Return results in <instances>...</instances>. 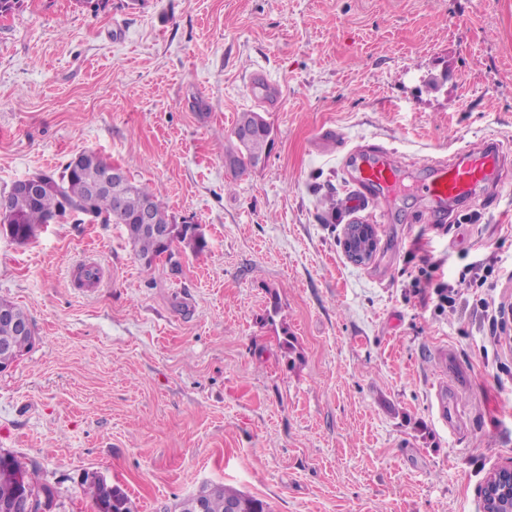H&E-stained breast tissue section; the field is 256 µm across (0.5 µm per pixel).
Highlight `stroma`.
Wrapping results in <instances>:
<instances>
[{
  "label": "stroma",
  "instance_id": "stroma-1",
  "mask_svg": "<svg viewBox=\"0 0 512 512\" xmlns=\"http://www.w3.org/2000/svg\"><path fill=\"white\" fill-rule=\"evenodd\" d=\"M243 112L273 143L241 173L226 153ZM489 137L512 152V0H23L0 16V192L95 151L206 248L148 267L122 225L72 218L0 237V298L36 329L0 372V452L55 512H91L88 470L137 512L204 484L272 512H483L512 460V345L486 313L512 302V178L450 213L411 193L355 212L343 159L376 146L419 178ZM352 223L375 226L369 263L340 244ZM88 262L100 287H74ZM425 269L433 286L414 287ZM467 269L488 286L439 306L435 283ZM448 349L471 377L447 396L453 431Z\"/></svg>",
  "mask_w": 512,
  "mask_h": 512
}]
</instances>
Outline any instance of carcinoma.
Here are the masks:
<instances>
[{
	"instance_id": "cac0c4a2",
	"label": "carcinoma",
	"mask_w": 512,
	"mask_h": 512,
	"mask_svg": "<svg viewBox=\"0 0 512 512\" xmlns=\"http://www.w3.org/2000/svg\"><path fill=\"white\" fill-rule=\"evenodd\" d=\"M232 136L236 143L227 153L231 166L246 170L264 163L273 138L270 123L260 113H241ZM110 169L112 162L93 152L91 160L83 167L66 164L62 172L52 177L45 189L35 197L8 194L5 205L0 207V227L13 239L26 244L36 237L39 229L49 223L51 218L61 221L70 216L82 215L92 222L122 224L127 230L134 254L148 267L163 255L173 257L175 246L194 255L205 250L206 240L200 225L177 223L160 195L146 184L127 179L128 187L119 208L115 206L110 190L89 197V186L100 181L101 175ZM146 202L151 205L154 224L162 227L175 225L176 234L169 240L164 241L151 232L142 231L136 223L137 215ZM33 343L30 337L22 336L14 329L0 324V345L11 344L24 354ZM9 468L26 472V487L22 488L12 480L7 473ZM81 486L92 504L109 496L112 498L111 512H130L128 505L132 499L120 486H113L110 492L94 481L85 480ZM26 489L31 492L40 490L34 473L27 472L24 463L14 456L8 462L0 460V505L15 503ZM198 492L207 501V512H227V506L231 503L239 506V512H272L270 504L265 500L227 485H203Z\"/></svg>"
}]
</instances>
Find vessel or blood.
<instances>
[{"mask_svg":"<svg viewBox=\"0 0 512 512\" xmlns=\"http://www.w3.org/2000/svg\"><path fill=\"white\" fill-rule=\"evenodd\" d=\"M347 160L353 167L354 190L346 204L354 210L368 206L375 194L389 195L399 184L401 169L384 152L349 151ZM512 160L500 142L486 139L455 153L448 162L436 165L433 173L417 182L414 190L437 204L449 201L468 202L477 188L491 179H502Z\"/></svg>","mask_w":512,"mask_h":512,"instance_id":"b4317fda","label":"vessel or blood"}]
</instances>
